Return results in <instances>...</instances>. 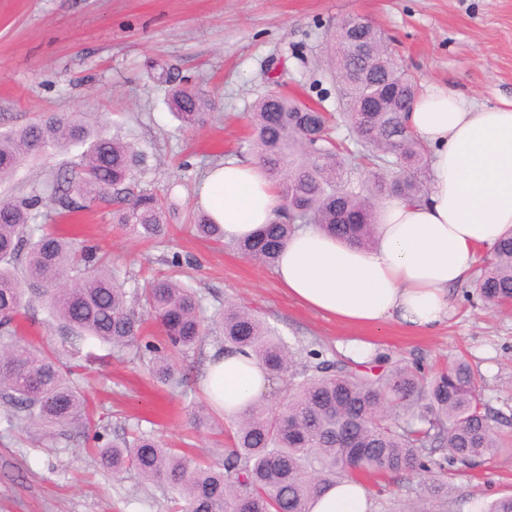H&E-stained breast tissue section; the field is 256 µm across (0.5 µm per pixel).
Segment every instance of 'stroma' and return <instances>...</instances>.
<instances>
[{
  "instance_id": "1",
  "label": "stroma",
  "mask_w": 512,
  "mask_h": 512,
  "mask_svg": "<svg viewBox=\"0 0 512 512\" xmlns=\"http://www.w3.org/2000/svg\"><path fill=\"white\" fill-rule=\"evenodd\" d=\"M356 16L384 32L420 89L445 87L479 107L512 99V0H0V131L53 114H90L105 134L143 155L135 171L140 187L170 195L176 214L151 244L122 234L109 202L64 217L52 176L79 164L77 148L23 163L0 184V196L39 195L38 223L60 225L79 244L110 255L128 293L148 276L170 274L176 257L180 280L196 289L206 315L237 303L290 344L329 360L378 354L392 365L438 369L462 354L485 401L512 417V305L486 306L467 281L449 289V318L433 332L397 323L350 326L293 301L273 268L189 227L204 172L227 160L253 161L247 114L259 98L281 91L339 112L338 86L324 65L326 37ZM164 69L171 86L211 95L204 127L189 130L174 117L169 86L153 79ZM43 318L41 301H33L18 333L46 337L73 368L103 443L121 442L138 425L195 460L217 458L228 423L214 412L198 428L189 412L204 399L200 366L207 351L222 347L220 328L206 336L187 385L171 387L153 382L131 355L88 338L63 339ZM423 478L420 471L390 478L373 512H405ZM448 484V512H473L475 501L512 494V451L456 470ZM169 497L135 472L101 470L77 427L19 438L0 424V512H166Z\"/></svg>"
}]
</instances>
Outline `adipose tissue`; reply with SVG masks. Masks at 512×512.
Segmentation results:
<instances>
[{"label":"adipose tissue","mask_w":512,"mask_h":512,"mask_svg":"<svg viewBox=\"0 0 512 512\" xmlns=\"http://www.w3.org/2000/svg\"><path fill=\"white\" fill-rule=\"evenodd\" d=\"M408 123L430 151L427 195L385 202L366 248L297 229L274 271L303 307L348 324L433 330L447 319L448 290L467 279L477 252L512 233V100L478 108L434 88L418 96ZM197 203L230 241L271 222L280 200L258 164L229 160L207 171ZM270 384L243 354L213 350L205 361L202 387L225 421L240 418ZM311 512H369L367 492L354 481L329 486Z\"/></svg>","instance_id":"ef3b65f1"}]
</instances>
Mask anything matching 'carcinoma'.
Masks as SVG:
<instances>
[{
	"instance_id": "carcinoma-1",
	"label": "carcinoma",
	"mask_w": 512,
	"mask_h": 512,
	"mask_svg": "<svg viewBox=\"0 0 512 512\" xmlns=\"http://www.w3.org/2000/svg\"><path fill=\"white\" fill-rule=\"evenodd\" d=\"M353 19L332 34L331 73L343 98L341 117L356 132L353 146L333 136L336 124L296 96L271 93L248 114L254 153L278 188L282 204L258 234L233 243L244 257L273 266L291 234L312 224L341 241L374 240L379 202L420 200L430 181L428 150L408 128L405 111L417 86L390 60L375 29L366 30L364 56L352 50ZM367 97L380 112H360ZM170 105L187 129L205 124L212 100L202 89L171 90ZM83 148L80 171L64 169L53 181L54 199L73 213L95 201H116L112 222L128 237L150 242L166 232V206L156 194L132 187L140 155L110 138L80 113L35 121L0 134V183L23 159L53 148ZM33 195L0 201V397L11 427L52 432L85 428L91 413L71 371L55 352L16 336L15 321L30 305L29 286L41 285L48 322L117 351L131 349L162 384L181 383L179 368L221 328L223 349L250 352L272 379L286 378L288 406L259 404L232 423V446L220 463L202 464L146 431L95 449L97 466L114 474L132 469L177 494L174 512H311L330 483L345 478L392 476L420 469L429 477L414 488L412 512H448V475L503 447L494 425L509 427L481 397L471 365L457 359L430 377L415 366L320 359L295 371L296 348L251 311L226 303L203 314L196 291L171 277L147 282L140 299L160 336L146 334V319L128 308L126 291L88 245L36 228ZM197 237L221 240L220 226L203 211L193 216ZM490 307L512 300V235L483 260L474 277ZM479 512H512V495L479 505Z\"/></svg>"
}]
</instances>
